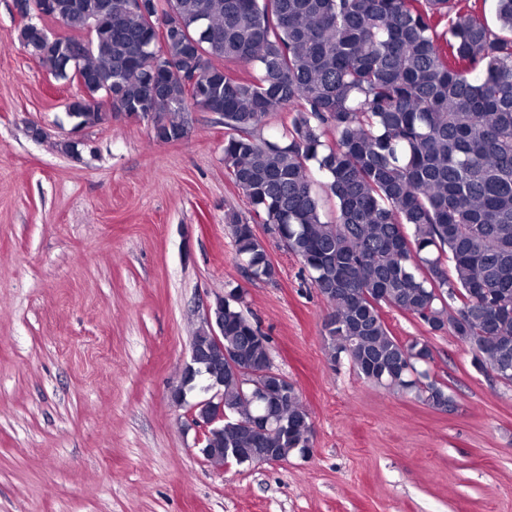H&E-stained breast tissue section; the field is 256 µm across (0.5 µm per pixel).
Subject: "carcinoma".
<instances>
[{"label": "carcinoma", "instance_id": "obj_1", "mask_svg": "<svg viewBox=\"0 0 512 512\" xmlns=\"http://www.w3.org/2000/svg\"><path fill=\"white\" fill-rule=\"evenodd\" d=\"M82 2L39 16L77 36L44 43L30 21L17 34L55 80L80 88L70 117L93 128L153 112V138L172 142L189 133L183 112L224 113V166L251 211L226 217L242 269L273 282L255 225L277 231L331 308V359L449 406L448 387L429 380L430 345L394 336L388 306L512 379V0H492L490 15L487 0ZM108 94L112 111H92ZM285 109L279 141L254 134ZM221 343L243 366L269 355L238 287L224 295ZM258 409L278 429L245 433ZM224 410L213 466L242 465L232 448L286 460L312 447L299 395L257 407L226 368Z\"/></svg>", "mask_w": 512, "mask_h": 512}]
</instances>
